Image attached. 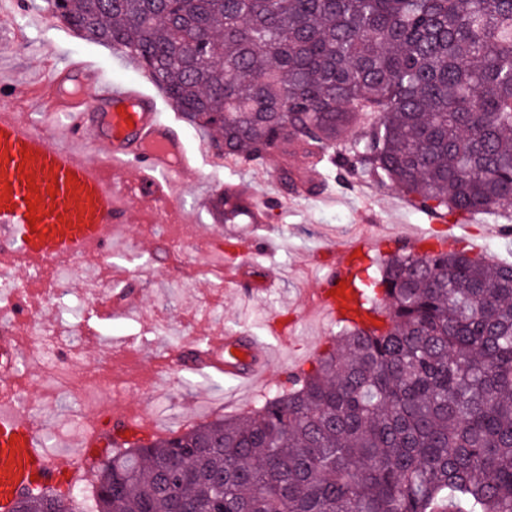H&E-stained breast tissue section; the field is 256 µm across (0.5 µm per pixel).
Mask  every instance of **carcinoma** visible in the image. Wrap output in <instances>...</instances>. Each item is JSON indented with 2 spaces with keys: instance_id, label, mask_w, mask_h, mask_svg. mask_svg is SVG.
I'll return each instance as SVG.
<instances>
[{
  "instance_id": "obj_1",
  "label": "carcinoma",
  "mask_w": 512,
  "mask_h": 512,
  "mask_svg": "<svg viewBox=\"0 0 512 512\" xmlns=\"http://www.w3.org/2000/svg\"><path fill=\"white\" fill-rule=\"evenodd\" d=\"M43 10L140 67L217 157L258 168L303 146L432 212L512 205V0ZM249 207L212 201L226 224ZM367 300L383 327L347 329L250 412L112 440L88 512H512V264L403 247ZM15 512L81 510L54 489Z\"/></svg>"
}]
</instances>
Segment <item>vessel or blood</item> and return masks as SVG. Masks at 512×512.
Segmentation results:
<instances>
[{
  "instance_id": "1",
  "label": "vessel or blood",
  "mask_w": 512,
  "mask_h": 512,
  "mask_svg": "<svg viewBox=\"0 0 512 512\" xmlns=\"http://www.w3.org/2000/svg\"><path fill=\"white\" fill-rule=\"evenodd\" d=\"M46 109L60 112V127L39 126L15 112L9 99L22 87L0 92V273L15 257L37 265L88 247L105 246L113 225L129 221L128 199L146 203L163 222L176 183H193L199 170L184 137L161 117L157 100L132 84L116 83L87 61L72 58L52 76ZM35 222H28L27 211ZM357 247L343 251L336 268L314 291L330 319L364 311L351 278ZM13 328L0 331V398L11 396ZM271 349L250 336L225 335L207 348H178L171 366L213 370L240 383L267 371ZM85 475L84 456L60 462L41 446L34 423L13 410L0 415V512L36 489Z\"/></svg>"
}]
</instances>
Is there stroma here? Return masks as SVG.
<instances>
[{"label": "stroma", "instance_id": "obj_1", "mask_svg": "<svg viewBox=\"0 0 512 512\" xmlns=\"http://www.w3.org/2000/svg\"><path fill=\"white\" fill-rule=\"evenodd\" d=\"M40 11L27 7L0 21V44L12 54L0 62V73L8 79H24L31 91H52L48 76L75 55L98 60L105 76L115 82L146 83V75L111 49L77 37L65 25L38 27ZM166 120L176 123L188 145L198 153L201 178L196 186L177 189L173 211L185 239L173 244L156 230L148 229L147 218L133 216L130 223L112 227V259L123 264L128 283H111L116 295L137 290L138 306L113 315L106 304L72 315L71 321L85 330L90 341L83 349L86 369H96L106 350H122L136 342L142 355L136 361L140 372L152 371L155 357L178 347L185 323L196 335L219 331L225 335L246 334L273 343L282 337L270 375L259 390L237 387L224 381L222 390H211L210 376L197 372L161 373L168 387L159 399L135 390L126 401L150 408L162 433L183 430L197 423L237 416L250 410L262 391L285 385L290 373L310 370L319 354L330 348L339 331L337 322L321 318L310 304L318 279L330 271L339 251L351 243H363L364 252L355 258L353 269L360 286L367 287L379 274L381 261L397 248L414 245L429 248L433 239L446 237L447 248L470 256L512 263V212L476 214L467 217L433 214L398 191L391 183L367 172L348 173L334 162H326L323 179L311 184L304 177L308 158L271 155L268 175L230 164L214 165L208 160L207 140L180 122L171 104L162 109ZM254 180L255 189L269 200L268 217L262 224H227L213 215L209 203L224 185ZM252 238L258 249L247 261L225 270L223 283L208 273L218 265L215 239ZM277 268L281 281L266 285L264 273ZM247 284L241 293L239 284ZM275 343V342H274ZM91 405L80 404L69 391L42 411L38 422L43 448L61 457L65 423L76 415L91 416Z\"/></svg>", "mask_w": 512, "mask_h": 512}]
</instances>
